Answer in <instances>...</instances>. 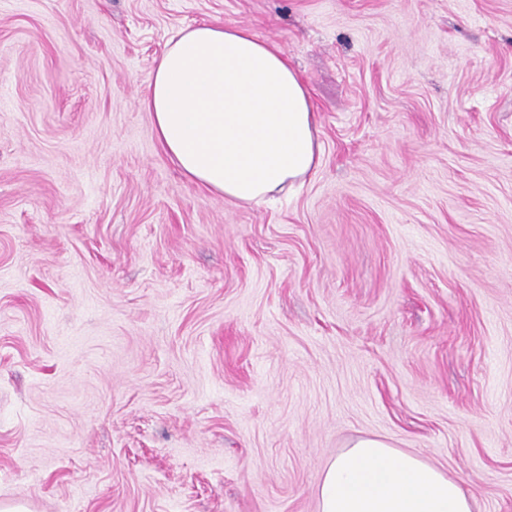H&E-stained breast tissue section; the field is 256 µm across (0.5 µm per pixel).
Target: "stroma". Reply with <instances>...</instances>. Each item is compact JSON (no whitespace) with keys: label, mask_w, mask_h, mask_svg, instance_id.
<instances>
[{"label":"stroma","mask_w":512,"mask_h":512,"mask_svg":"<svg viewBox=\"0 0 512 512\" xmlns=\"http://www.w3.org/2000/svg\"><path fill=\"white\" fill-rule=\"evenodd\" d=\"M204 21L311 91L271 202L140 105ZM365 437L512 512V0H0V500L320 512Z\"/></svg>","instance_id":"35a3bbf8"}]
</instances>
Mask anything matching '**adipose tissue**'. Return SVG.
Returning a JSON list of instances; mask_svg holds the SVG:
<instances>
[{
  "label": "adipose tissue",
  "instance_id": "adipose-tissue-1",
  "mask_svg": "<svg viewBox=\"0 0 512 512\" xmlns=\"http://www.w3.org/2000/svg\"><path fill=\"white\" fill-rule=\"evenodd\" d=\"M168 158L225 200L257 203L304 180L321 146L309 89L287 54L221 23L172 37L140 100ZM320 512H473L457 480L364 438L325 469Z\"/></svg>",
  "mask_w": 512,
  "mask_h": 512
}]
</instances>
